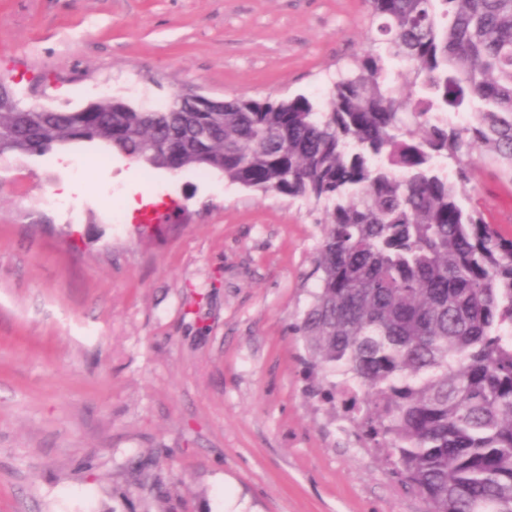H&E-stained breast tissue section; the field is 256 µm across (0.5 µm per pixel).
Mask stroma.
I'll list each match as a JSON object with an SVG mask.
<instances>
[{
  "mask_svg": "<svg viewBox=\"0 0 512 512\" xmlns=\"http://www.w3.org/2000/svg\"><path fill=\"white\" fill-rule=\"evenodd\" d=\"M374 32L363 0H0V74L59 111L106 83L321 103ZM472 155L463 193L512 238V179ZM6 159L0 512H427L306 391L320 206L93 146Z\"/></svg>",
  "mask_w": 512,
  "mask_h": 512,
  "instance_id": "obj_1",
  "label": "stroma"
}]
</instances>
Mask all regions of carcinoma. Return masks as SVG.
<instances>
[{
    "mask_svg": "<svg viewBox=\"0 0 512 512\" xmlns=\"http://www.w3.org/2000/svg\"><path fill=\"white\" fill-rule=\"evenodd\" d=\"M371 40L326 106L236 98L153 112L122 98L0 104V154L105 145L322 205L316 288L294 325L309 393L383 453L428 512H512V239L465 207L478 146L512 177V0H365ZM480 102L473 122L440 118ZM451 160L452 175L440 162Z\"/></svg>",
    "mask_w": 512,
    "mask_h": 512,
    "instance_id": "cac0c4a2",
    "label": "carcinoma"
}]
</instances>
